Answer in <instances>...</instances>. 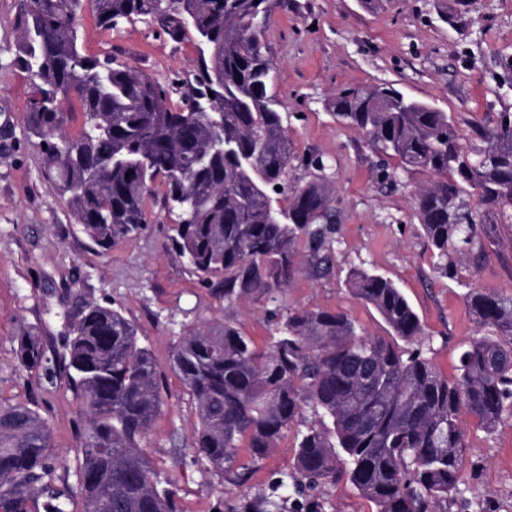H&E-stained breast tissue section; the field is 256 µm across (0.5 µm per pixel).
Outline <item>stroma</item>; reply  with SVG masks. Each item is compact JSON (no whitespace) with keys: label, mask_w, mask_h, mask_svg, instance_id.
<instances>
[{"label":"stroma","mask_w":512,"mask_h":512,"mask_svg":"<svg viewBox=\"0 0 512 512\" xmlns=\"http://www.w3.org/2000/svg\"><path fill=\"white\" fill-rule=\"evenodd\" d=\"M21 0H0V402L36 405L52 430L50 454L58 477L75 464L76 427L83 402L66 388L44 394V379L16 368V336L33 328L62 336L85 302L109 303L138 329L159 362L167 400L142 449L162 480L177 493L183 512H253L282 478L299 480L296 427L284 430L277 448L261 461L240 449L248 479L194 463L195 405L168 358L176 336L205 324L234 323L259 348L298 308L342 312L362 334L388 337L389 328L371 305L346 285L352 268L394 281L418 314L424 352L453 376L468 343L484 336L465 295L477 286L512 295V229L502 226L494 243L456 260L457 276L435 269L436 259L415 214V192L435 174L399 171L356 130L327 110L337 91L389 83L407 97L451 113L467 144L485 147V130L512 113V74L501 68L512 57V0H392L370 8L362 0H277L265 43L281 70L276 93L295 159L292 184L308 181L302 161L320 156L328 175L338 222L333 233V270L315 277L298 269L273 297L248 296L229 303L186 268L165 240L173 218L162 207L155 183L147 208L151 220L136 239L103 250L83 234L65 201L43 178L40 151L25 134L30 79L17 64ZM87 53L112 55L169 88H179L194 68L192 38L173 41L147 21L114 30L82 13ZM396 180H381V170ZM468 445L453 501L436 512H512V413L494 431L464 422ZM278 512H378L346 479L299 493L283 491Z\"/></svg>","instance_id":"stroma-1"}]
</instances>
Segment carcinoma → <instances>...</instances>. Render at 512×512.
Returning a JSON list of instances; mask_svg holds the SVG:
<instances>
[{"mask_svg":"<svg viewBox=\"0 0 512 512\" xmlns=\"http://www.w3.org/2000/svg\"><path fill=\"white\" fill-rule=\"evenodd\" d=\"M85 1L105 30L148 19L174 41L193 35L197 56L179 104L149 75L84 52ZM275 5L26 0L20 17L17 63L32 77L26 132L76 223L104 250L137 237L148 224L151 186L162 179L163 205L176 216L172 249L228 302L271 295L300 265L314 276L333 266L330 165L313 156L308 182L286 179L294 155L263 43ZM73 100L82 116L75 134L72 115L59 110ZM328 109L402 169L441 176L416 197L439 273L455 275L450 252L481 249L493 236L487 214L512 224L511 113L475 150L448 113L388 84L344 89ZM277 194L288 195V208L275 206ZM347 284L407 347L361 336L346 314L323 309L289 313L266 351L230 322L177 337L170 366L195 401L194 461L230 472L238 449L262 460L300 422L296 463L308 487L345 477L379 512H432L458 489L463 415L492 430L512 407V295L466 293L478 324L498 339L470 342L450 380L414 347L424 327L392 280L356 269ZM17 342V367L53 387L65 380L83 400L85 420L75 481L56 488L48 422L28 404H0V512H72L77 504L81 512H178L176 492L141 449L165 395L160 365L136 327L88 301L59 344L48 347L34 329Z\"/></svg>","mask_w":512,"mask_h":512,"instance_id":"carcinoma-1","label":"carcinoma"}]
</instances>
